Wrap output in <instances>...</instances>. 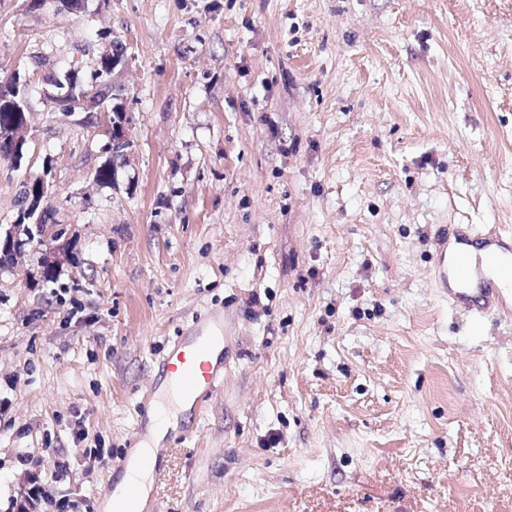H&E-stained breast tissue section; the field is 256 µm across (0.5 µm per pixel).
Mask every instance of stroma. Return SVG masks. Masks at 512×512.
Here are the masks:
<instances>
[{
	"label": "stroma",
	"instance_id": "stroma-1",
	"mask_svg": "<svg viewBox=\"0 0 512 512\" xmlns=\"http://www.w3.org/2000/svg\"><path fill=\"white\" fill-rule=\"evenodd\" d=\"M121 39L133 147L55 111ZM35 109L46 279L0 272V512H104L157 362L224 314V388L143 512H512V322L450 309L433 240L512 231V0H0ZM68 474L47 481L53 461Z\"/></svg>",
	"mask_w": 512,
	"mask_h": 512
}]
</instances>
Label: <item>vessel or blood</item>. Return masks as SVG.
<instances>
[{
    "instance_id": "vessel-or-blood-1",
    "label": "vessel or blood",
    "mask_w": 512,
    "mask_h": 512,
    "mask_svg": "<svg viewBox=\"0 0 512 512\" xmlns=\"http://www.w3.org/2000/svg\"><path fill=\"white\" fill-rule=\"evenodd\" d=\"M459 243L473 245L489 253L512 256V233L483 235L476 228L458 237ZM436 282L449 304L476 315H494L512 318V304L508 303L503 288L482 265L453 266L448 260V235L440 233L434 242ZM224 347V314L210 312L196 319L191 335L177 337L159 363L160 375L168 386L175 388L190 417H199L209 399L224 386V361L214 353ZM165 404L163 391L151 390L141 402V414L136 429L135 452L121 462L123 468L151 470L154 480L165 473L161 466L163 449L142 452L141 447L154 427L156 416Z\"/></svg>"
}]
</instances>
